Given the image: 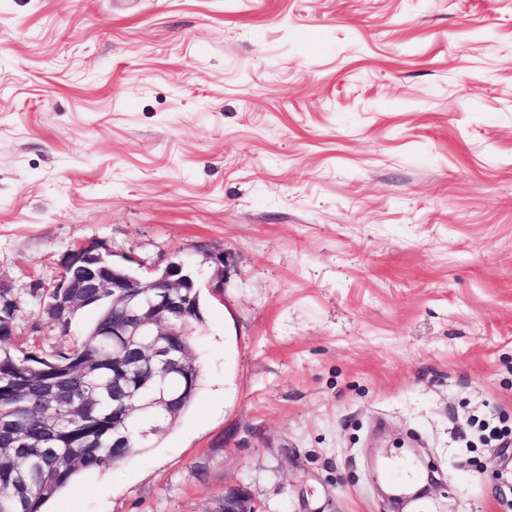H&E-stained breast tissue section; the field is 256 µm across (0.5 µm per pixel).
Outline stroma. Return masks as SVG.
Segmentation results:
<instances>
[{
    "label": "stroma",
    "instance_id": "obj_1",
    "mask_svg": "<svg viewBox=\"0 0 512 512\" xmlns=\"http://www.w3.org/2000/svg\"><path fill=\"white\" fill-rule=\"evenodd\" d=\"M90 241L189 264L202 381L47 512H512V0H0L1 345ZM219 506L222 508L218 507V512H261L253 499L243 489H225Z\"/></svg>",
    "mask_w": 512,
    "mask_h": 512
}]
</instances>
